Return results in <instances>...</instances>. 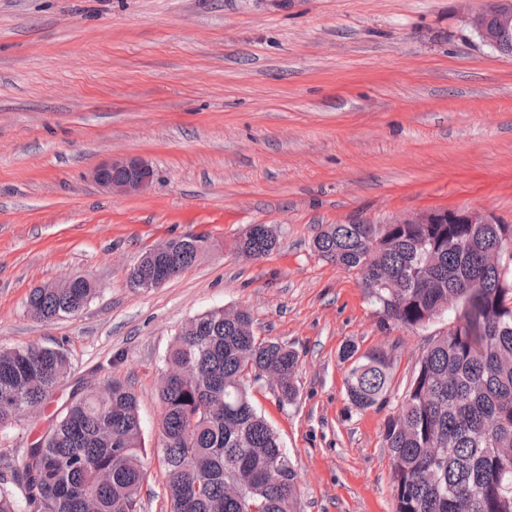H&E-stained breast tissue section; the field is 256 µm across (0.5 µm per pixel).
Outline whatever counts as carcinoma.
<instances>
[{
    "mask_svg": "<svg viewBox=\"0 0 512 512\" xmlns=\"http://www.w3.org/2000/svg\"><path fill=\"white\" fill-rule=\"evenodd\" d=\"M244 240L257 259L276 245L268 226L249 228ZM509 240L512 224H327L313 239L324 260L363 270L383 322L412 329L444 313L454 319L383 431L396 512H512V260L487 263ZM197 256L190 240H175L169 257L143 256L134 286L158 288ZM92 294L85 279L36 288L27 311L51 323L82 311ZM341 359L352 405H378L392 380L388 353L348 345ZM187 362L196 379L163 378L157 392L169 512H291L297 473L246 381L273 374L281 399L293 400L297 354L256 336L251 314L222 308L176 333L165 370ZM68 373L59 348H0V430L41 411ZM144 451L132 389L113 380L79 391L13 467L23 501L0 486V512H141Z\"/></svg>",
    "mask_w": 512,
    "mask_h": 512,
    "instance_id": "1",
    "label": "carcinoma"
}]
</instances>
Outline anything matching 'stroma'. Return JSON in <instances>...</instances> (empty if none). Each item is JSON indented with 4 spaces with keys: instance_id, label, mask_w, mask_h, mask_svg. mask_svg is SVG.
<instances>
[{
    "instance_id": "stroma-1",
    "label": "stroma",
    "mask_w": 512,
    "mask_h": 512,
    "mask_svg": "<svg viewBox=\"0 0 512 512\" xmlns=\"http://www.w3.org/2000/svg\"><path fill=\"white\" fill-rule=\"evenodd\" d=\"M486 3L0 0V347L70 361L41 412L0 432V479L75 389L118 380L139 400L143 512H165L164 355L189 319L243 308L257 336L299 355L293 401L268 377L248 382L297 472L295 512H395L383 430L452 320L383 329L360 278L312 240L323 224L439 208L512 224V55L460 18ZM126 156L151 164L147 194L92 180ZM252 224L278 238L256 261L235 251ZM173 238L206 247L164 285L130 287ZM75 274L95 287L79 314H28L31 289ZM347 345L391 356L380 405L349 402Z\"/></svg>"
}]
</instances>
